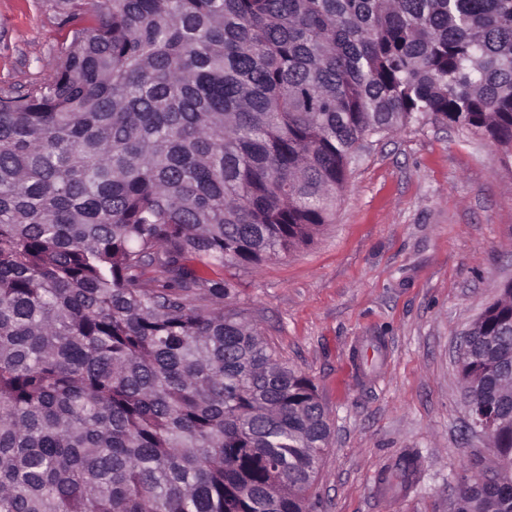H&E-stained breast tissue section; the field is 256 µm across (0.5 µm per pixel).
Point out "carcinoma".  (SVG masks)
<instances>
[{"label":"carcinoma","mask_w":512,"mask_h":512,"mask_svg":"<svg viewBox=\"0 0 512 512\" xmlns=\"http://www.w3.org/2000/svg\"><path fill=\"white\" fill-rule=\"evenodd\" d=\"M425 119L512 156V0H93L0 97V512H312L316 387L187 261L311 243L359 142ZM460 361L512 479V284ZM457 502L512 512V487Z\"/></svg>","instance_id":"obj_1"}]
</instances>
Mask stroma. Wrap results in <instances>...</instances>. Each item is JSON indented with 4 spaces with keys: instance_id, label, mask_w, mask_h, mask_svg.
<instances>
[{
    "instance_id": "obj_1",
    "label": "stroma",
    "mask_w": 512,
    "mask_h": 512,
    "mask_svg": "<svg viewBox=\"0 0 512 512\" xmlns=\"http://www.w3.org/2000/svg\"><path fill=\"white\" fill-rule=\"evenodd\" d=\"M66 38L52 0H0V95L37 85ZM198 272L232 279L227 306L317 388L331 434L313 512H450L464 473L496 467L464 431L455 352L512 281V157L488 138L428 120L370 138L313 244ZM406 451L414 485H379Z\"/></svg>"
}]
</instances>
